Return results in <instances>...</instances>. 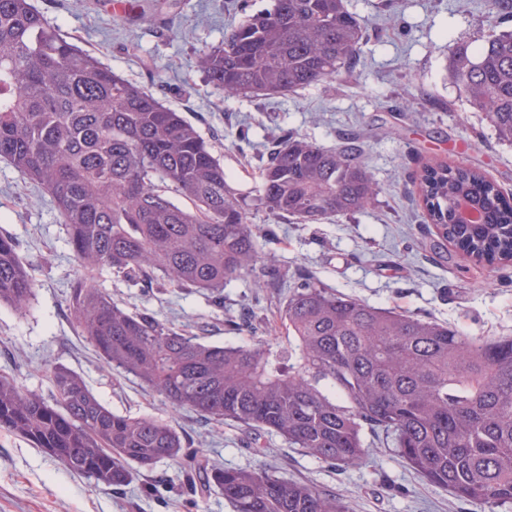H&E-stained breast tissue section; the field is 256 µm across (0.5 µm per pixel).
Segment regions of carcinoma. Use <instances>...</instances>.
<instances>
[{"instance_id": "1", "label": "carcinoma", "mask_w": 512, "mask_h": 512, "mask_svg": "<svg viewBox=\"0 0 512 512\" xmlns=\"http://www.w3.org/2000/svg\"><path fill=\"white\" fill-rule=\"evenodd\" d=\"M364 26L347 0H272L224 32L195 67L227 96L286 95L348 71ZM446 70L499 140L512 144V32L460 42ZM355 139L324 148L291 133L258 170L254 206L300 224L360 211L382 192ZM48 193L78 263L67 298L107 367L169 406L282 438L319 462L354 467L373 434L425 480L488 512L512 507V336H469L300 278L279 308L288 336L213 344L89 282L100 269L224 299L254 273L249 205L197 128L50 24L30 0H0V161ZM417 189L436 236L489 265L512 261V201L479 169L423 166ZM462 197L482 212L460 224ZM36 284L0 235V305L23 314ZM48 395L0 374V428L100 488L182 459L233 512H350L341 495L260 468H224L168 422L113 412L83 378L47 371Z\"/></svg>"}]
</instances>
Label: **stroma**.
Listing matches in <instances>:
<instances>
[{
  "label": "stroma",
  "mask_w": 512,
  "mask_h": 512,
  "mask_svg": "<svg viewBox=\"0 0 512 512\" xmlns=\"http://www.w3.org/2000/svg\"><path fill=\"white\" fill-rule=\"evenodd\" d=\"M49 22L126 81L153 93L196 126L245 199L262 154L284 133L331 147L354 136L382 188L367 209L318 224H298L262 210L251 222L263 237L260 274L284 275L280 288L254 277L210 292L139 281L103 269L93 283L132 311L227 343L230 315L253 312L250 336L276 326L295 275L322 282L377 307L450 324L471 336H512V262L489 267L451 255L424 220L416 188L432 161L480 168L512 193V145L500 142L449 79L446 61L458 42L480 43L512 30V9L491 12L487 0H348L366 42L353 75L285 96L228 97L207 86L192 62L220 44L224 30L270 0H134L117 17L107 0H31ZM0 233L11 236L38 287L27 315L0 306V372L29 391L47 393L46 367L82 376L110 410L171 423L189 447L225 467L263 468L344 495L352 512H481L433 486L394 453L377 449L344 469L289 448L278 436L238 423H208L173 411L138 380L108 369L81 336L66 303L75 259L54 202L0 161ZM190 505L179 462L164 459L119 492L70 472L22 437L0 429V512H231L223 496L202 492Z\"/></svg>",
  "instance_id": "stroma-1"
}]
</instances>
